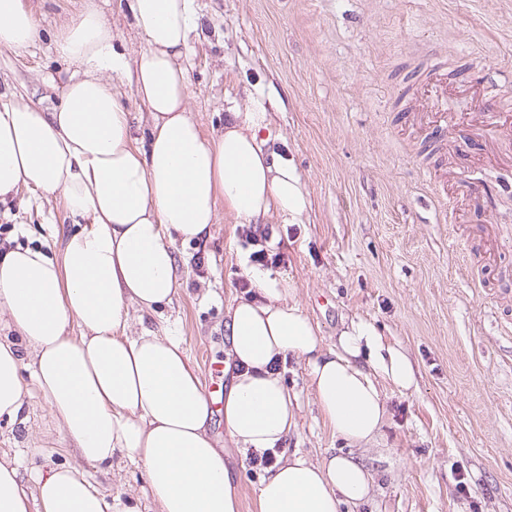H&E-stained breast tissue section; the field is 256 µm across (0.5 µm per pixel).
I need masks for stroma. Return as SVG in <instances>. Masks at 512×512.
Here are the masks:
<instances>
[{
	"instance_id": "stroma-1",
	"label": "stroma",
	"mask_w": 512,
	"mask_h": 512,
	"mask_svg": "<svg viewBox=\"0 0 512 512\" xmlns=\"http://www.w3.org/2000/svg\"><path fill=\"white\" fill-rule=\"evenodd\" d=\"M39 19L27 50L0 49V101L56 107L72 72L54 37L82 0H22ZM189 106L219 131L229 101L273 93L269 146L309 191L301 223L270 217L273 271L333 345L360 317L403 348L417 389L386 391L387 424L360 457L378 488L362 512H512V0H197ZM115 42L142 41L125 0H101ZM485 57L486 69L466 56ZM494 94H486L487 83ZM464 113L445 138L432 102ZM68 231L61 197L20 189L0 202V250L44 225ZM220 211L207 241L178 244L184 285L155 320L177 325L189 358L224 360V309L243 292L251 247ZM288 445L311 458L347 446L320 417L301 363ZM25 424L0 419V456L23 474L77 458L34 385ZM91 483L155 512L142 469L117 456Z\"/></svg>"
}]
</instances>
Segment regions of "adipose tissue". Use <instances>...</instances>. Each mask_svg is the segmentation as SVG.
<instances>
[{"instance_id":"obj_1","label":"adipose tissue","mask_w":512,"mask_h":512,"mask_svg":"<svg viewBox=\"0 0 512 512\" xmlns=\"http://www.w3.org/2000/svg\"><path fill=\"white\" fill-rule=\"evenodd\" d=\"M143 46L119 51L95 0L58 31L73 71L58 109L0 103V197L25 187L61 195L74 217L51 248L0 253V418L25 407L24 367L86 463L114 455L142 466L157 512H239L240 488L210 435L213 410L179 337L142 328L134 311L159 314L181 281L177 240L208 238L219 209L247 224L298 223L308 191L292 159L268 146L264 89L229 105L223 132L204 135L187 106L185 65L199 26L196 0H127ZM37 16L0 0V48L34 42ZM129 80L150 116L146 142L108 74ZM254 292L224 312V432L247 452H277L297 427V402L278 371L302 363L322 418L349 447L314 460L279 456L256 490L258 512H358L376 478L354 449L378 438L385 387L417 384L407 354L362 319L335 345L295 300L286 275L257 272ZM26 489L0 460V512H122L78 469L38 472Z\"/></svg>"}]
</instances>
